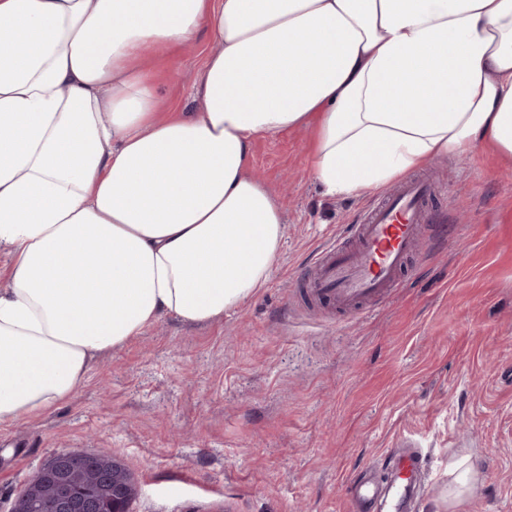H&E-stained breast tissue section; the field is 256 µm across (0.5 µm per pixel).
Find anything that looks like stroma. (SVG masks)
Segmentation results:
<instances>
[{
	"mask_svg": "<svg viewBox=\"0 0 512 512\" xmlns=\"http://www.w3.org/2000/svg\"><path fill=\"white\" fill-rule=\"evenodd\" d=\"M208 34L155 68L165 106L201 108ZM313 133L257 139V176L284 236L267 285L207 325L162 316L100 357L72 399L0 426V512L62 450L111 452L134 478L130 512H353L344 487L392 448L421 449L415 512H512V165L478 147L422 166L438 191L424 254L385 302L350 316L305 299L316 253L374 194L330 197ZM479 464L470 494L448 471Z\"/></svg>",
	"mask_w": 512,
	"mask_h": 512,
	"instance_id": "stroma-1",
	"label": "stroma"
}]
</instances>
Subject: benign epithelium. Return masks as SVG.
I'll use <instances>...</instances> for the list:
<instances>
[{
  "instance_id": "1",
  "label": "benign epithelium",
  "mask_w": 512,
  "mask_h": 512,
  "mask_svg": "<svg viewBox=\"0 0 512 512\" xmlns=\"http://www.w3.org/2000/svg\"><path fill=\"white\" fill-rule=\"evenodd\" d=\"M136 484L110 453L60 451L16 495L10 512H121Z\"/></svg>"
}]
</instances>
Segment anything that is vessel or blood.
<instances>
[{
    "mask_svg": "<svg viewBox=\"0 0 512 512\" xmlns=\"http://www.w3.org/2000/svg\"><path fill=\"white\" fill-rule=\"evenodd\" d=\"M433 183L412 176L397 183L347 237L320 252L310 269V295L345 313L367 312L397 288L413 255L423 253L432 215L428 199ZM379 476L359 479L348 487L359 512H410L423 479L418 457L406 450L394 452L378 469Z\"/></svg>",
    "mask_w": 512,
    "mask_h": 512,
    "instance_id": "obj_1",
    "label": "vessel or blood"
}]
</instances>
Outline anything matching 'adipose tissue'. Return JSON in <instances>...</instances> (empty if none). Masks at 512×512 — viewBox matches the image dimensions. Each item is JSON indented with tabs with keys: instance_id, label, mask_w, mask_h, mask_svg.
Segmentation results:
<instances>
[{
	"instance_id": "adipose-tissue-1",
	"label": "adipose tissue",
	"mask_w": 512,
	"mask_h": 512,
	"mask_svg": "<svg viewBox=\"0 0 512 512\" xmlns=\"http://www.w3.org/2000/svg\"><path fill=\"white\" fill-rule=\"evenodd\" d=\"M204 28L203 109L162 114L145 54ZM309 127L331 196L477 147L511 165L512 0H0V425L264 287L285 218L252 145Z\"/></svg>"
}]
</instances>
